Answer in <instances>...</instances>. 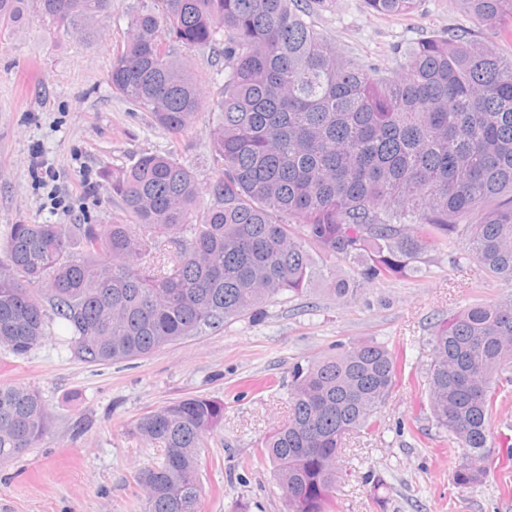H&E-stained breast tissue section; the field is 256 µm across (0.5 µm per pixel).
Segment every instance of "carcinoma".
Returning a JSON list of instances; mask_svg holds the SVG:
<instances>
[{
    "label": "carcinoma",
    "instance_id": "carcinoma-1",
    "mask_svg": "<svg viewBox=\"0 0 512 512\" xmlns=\"http://www.w3.org/2000/svg\"><path fill=\"white\" fill-rule=\"evenodd\" d=\"M25 0H0V30ZM49 27L106 36L112 0H37ZM325 0H142L112 52V91L177 140L202 89L177 49L224 44L209 93L216 180L202 193L175 152L145 153L112 173L118 224H13L0 239V349L26 355L58 321L84 363L128 361L229 320L264 314L277 296L323 278L318 260L364 261L387 280L430 248L466 240L489 275L512 282V0H455L502 49L432 35L389 70L347 55L313 22ZM375 14L417 0H365ZM210 201H204V196ZM427 406L465 449L459 488L482 484L499 448L492 417L512 391V295L459 310L431 339ZM406 358L374 341L295 365L288 423L252 458L273 464L286 512H335L342 442L379 430ZM224 404L195 396L141 415L163 452L137 473L142 512H199V449ZM51 426L40 394L0 387V461Z\"/></svg>",
    "mask_w": 512,
    "mask_h": 512
}]
</instances>
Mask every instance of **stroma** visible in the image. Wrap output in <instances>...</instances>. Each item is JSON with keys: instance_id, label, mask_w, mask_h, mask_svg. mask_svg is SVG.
I'll list each match as a JSON object with an SVG mask.
<instances>
[{"instance_id": "stroma-1", "label": "stroma", "mask_w": 512, "mask_h": 512, "mask_svg": "<svg viewBox=\"0 0 512 512\" xmlns=\"http://www.w3.org/2000/svg\"><path fill=\"white\" fill-rule=\"evenodd\" d=\"M137 0H112L110 34L72 41L41 24L36 0L25 22L0 33V238L10 225L109 224L122 204L104 178L144 153L175 150L200 188L215 179L211 131L201 105L172 140L151 113L112 91V51ZM314 20L344 52L394 66L412 43L474 30L454 0H418L408 15L380 16L365 0H326ZM93 190H86L84 180ZM512 294L488 275L466 241L434 249L401 274L362 284L349 301L314 283L217 331L123 363L87 364L59 345L61 326L27 355L0 350V385L39 391L52 426L36 447L0 462V512H141L136 473L159 456L135 431L145 411L188 397L224 404L200 450L201 512H285L270 462L241 467L257 443L288 420L281 384L335 343L374 340L403 351L405 380L371 435L347 438L339 455L338 512H512V458L499 451L482 485L461 489L448 445L419 406L438 323L474 302Z\"/></svg>"}]
</instances>
